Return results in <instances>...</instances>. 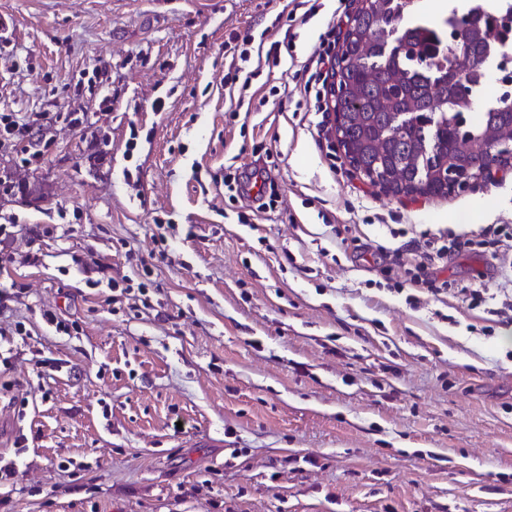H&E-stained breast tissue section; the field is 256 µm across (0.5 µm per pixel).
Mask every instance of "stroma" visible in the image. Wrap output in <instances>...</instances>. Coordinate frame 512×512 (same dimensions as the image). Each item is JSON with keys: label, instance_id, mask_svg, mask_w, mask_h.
Instances as JSON below:
<instances>
[{"label": "stroma", "instance_id": "stroma-1", "mask_svg": "<svg viewBox=\"0 0 512 512\" xmlns=\"http://www.w3.org/2000/svg\"><path fill=\"white\" fill-rule=\"evenodd\" d=\"M317 4L234 109L228 37L284 0H0V512H512V323L459 292L494 260L411 306L370 255L512 225V167L371 185L297 77L349 21ZM261 169L272 210L224 185Z\"/></svg>", "mask_w": 512, "mask_h": 512}]
</instances>
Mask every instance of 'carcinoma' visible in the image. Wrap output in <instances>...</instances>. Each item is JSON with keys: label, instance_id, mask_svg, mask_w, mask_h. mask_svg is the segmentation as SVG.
Here are the masks:
<instances>
[{"label": "carcinoma", "instance_id": "cac0c4a2", "mask_svg": "<svg viewBox=\"0 0 512 512\" xmlns=\"http://www.w3.org/2000/svg\"><path fill=\"white\" fill-rule=\"evenodd\" d=\"M419 0H357L333 72L336 132L350 166L396 195H434L413 186L422 172L441 183L452 171L512 164V89L484 99L491 66L512 47V7L451 11L448 29L418 10ZM410 112L407 128L395 113ZM436 141L437 149L425 151Z\"/></svg>", "mask_w": 512, "mask_h": 512}]
</instances>
